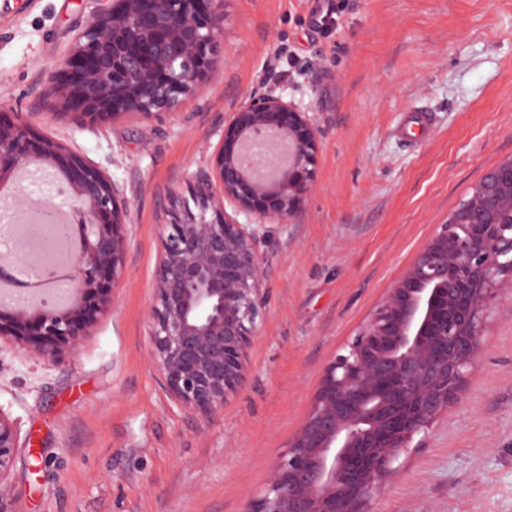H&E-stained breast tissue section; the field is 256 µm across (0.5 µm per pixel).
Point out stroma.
I'll use <instances>...</instances> for the list:
<instances>
[{
  "label": "stroma",
  "mask_w": 512,
  "mask_h": 512,
  "mask_svg": "<svg viewBox=\"0 0 512 512\" xmlns=\"http://www.w3.org/2000/svg\"><path fill=\"white\" fill-rule=\"evenodd\" d=\"M0 108L104 171L126 210L112 303L78 350L0 340L19 512H246L305 424L326 368L484 173L512 157V0H224V56L174 115L92 124L43 94L96 0H11ZM337 30L319 31L325 9ZM282 91L313 119L316 187L260 245L268 275L238 392L210 421L175 406L148 311L172 196L210 169L224 119ZM431 111L428 139L395 133ZM457 401L415 436L369 512H512V272Z\"/></svg>",
  "instance_id": "stroma-1"
}]
</instances>
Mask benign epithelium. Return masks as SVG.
Here are the masks:
<instances>
[{"instance_id":"1","label":"benign epithelium","mask_w":512,"mask_h":512,"mask_svg":"<svg viewBox=\"0 0 512 512\" xmlns=\"http://www.w3.org/2000/svg\"><path fill=\"white\" fill-rule=\"evenodd\" d=\"M224 0H109L79 31L56 75L66 100L91 123L126 114L161 120L209 77L222 50ZM0 171L43 155L45 139L0 113ZM268 129L292 146L271 178L243 156L250 134ZM317 131L308 113L272 89L249 94L224 123L211 173L194 177L198 212L172 198L149 313V345L171 400L207 421L237 393L259 331L267 224H288L315 185ZM63 176L96 195L79 218L82 246L61 270L64 306L3 307L0 338L52 360L76 349L112 303L122 273L124 209L115 184L80 155L60 150ZM231 202L248 223L229 217ZM512 270V158L489 169L415 257L370 320L326 369L308 420L249 512H368L367 503L414 436L456 400L483 349L498 277ZM17 434L0 416V512H18L4 488Z\"/></svg>"}]
</instances>
